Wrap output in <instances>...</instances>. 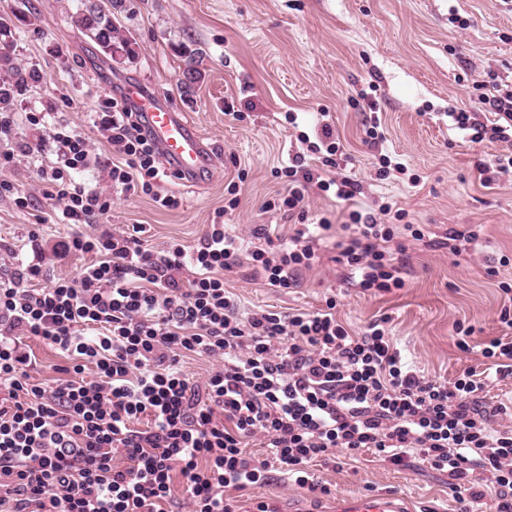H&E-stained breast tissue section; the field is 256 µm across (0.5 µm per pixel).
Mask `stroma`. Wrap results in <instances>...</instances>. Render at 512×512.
Here are the masks:
<instances>
[{
    "instance_id": "obj_1",
    "label": "stroma",
    "mask_w": 512,
    "mask_h": 512,
    "mask_svg": "<svg viewBox=\"0 0 512 512\" xmlns=\"http://www.w3.org/2000/svg\"><path fill=\"white\" fill-rule=\"evenodd\" d=\"M81 3L0 0V16L37 13V26L17 30L14 54L40 75L19 98L11 130L0 138V152L11 145L45 143L21 166L0 167V181L13 182L34 199L27 209L0 199V276L32 260L52 277L78 276L86 259L63 252L72 228L58 223L54 201L43 194L41 173L57 160L50 140L54 128L68 124L91 145L77 180L109 190L107 172L97 161L105 146L93 117L114 87L136 82L162 97L195 127L214 159L196 182H161L162 192L180 198L177 209L160 208L145 195L112 193L110 211L94 218L100 232L143 226L141 238L150 248L172 240L197 245L228 201V183L242 169L248 176L241 203L225 212V224L235 231L268 224L287 234V218L262 206L282 187L275 168L300 150V134L315 135L316 115L326 111L347 149L346 173L360 186L359 209L375 213L382 204H396L405 209L407 223L439 236L456 225L477 227L479 253L454 257L399 231L396 240L408 256L406 286L374 297L348 283L334 260L336 234L331 231L319 245V263L301 273L298 287H268L246 264L226 275L224 285L240 311L316 310L332 296L337 319L354 331L389 316L399 348L427 377L452 381L467 370L490 367L480 349L504 332L499 313L506 297L498 284L512 280V183L494 189L480 184L476 164L498 147L464 142L451 129L447 111L467 105V86L484 79L488 70L512 83V0H126L119 20L136 40V56L121 65L106 60L76 29L72 17ZM452 8L469 19L468 28L449 23ZM184 45L198 50L202 72L188 96L180 88ZM368 91L381 109L384 136L373 148L362 142L365 114L352 105ZM228 103L242 120L225 116ZM32 112L46 113V123L30 125ZM288 112L298 113L296 125L286 123ZM383 152L406 164L418 185L394 176L379 179ZM34 229L39 232L35 239L30 236ZM503 256L508 265L488 275L489 260ZM461 319L474 328L466 351L458 349L453 336ZM22 344L33 359L32 380L52 385L62 357L34 337H23ZM316 473L329 484L330 494L315 498L273 481L235 493V510L255 512L265 501L276 512H327L336 497L358 494L395 495L408 512L456 510L447 475L423 464L396 469L365 452L336 469L317 467Z\"/></svg>"
}]
</instances>
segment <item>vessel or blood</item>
Returning <instances> with one entry per match:
<instances>
[{"label":"vessel or blood","instance_id":"obj_1","mask_svg":"<svg viewBox=\"0 0 512 512\" xmlns=\"http://www.w3.org/2000/svg\"><path fill=\"white\" fill-rule=\"evenodd\" d=\"M124 94L129 103L143 113L147 127L163 158L192 176L206 168L211 157L202 138L179 113L173 112L153 94L140 85H127ZM334 512H402L389 496H343L337 498Z\"/></svg>","mask_w":512,"mask_h":512}]
</instances>
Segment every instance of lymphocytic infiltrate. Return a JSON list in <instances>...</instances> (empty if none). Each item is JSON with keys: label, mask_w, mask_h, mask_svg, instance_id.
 <instances>
[{"label": "lymphocytic infiltrate", "mask_w": 512, "mask_h": 512, "mask_svg": "<svg viewBox=\"0 0 512 512\" xmlns=\"http://www.w3.org/2000/svg\"><path fill=\"white\" fill-rule=\"evenodd\" d=\"M471 108H450L453 128L470 143H502L479 162L481 184L512 178V88L495 71L473 84ZM109 150L111 191L143 194L164 209L179 199L158 186L167 171L141 112L109 97L93 121ZM60 165L43 170L44 195L75 225L66 251L87 257L74 279H46L30 263L0 281V320L46 341L66 363L55 386L30 380L33 361L18 339H0V512H166L182 482L187 512H234L225 492L264 487L271 473L308 493L330 494L316 465L338 453L371 452L407 468L423 462L446 473L459 512H512V425L491 419L486 372L452 382L426 377L396 346L386 319L352 333L324 308L240 314L224 275L249 263L267 286L294 288L319 260L317 243L331 224L309 221L310 190L347 201L358 186L338 173L344 147L330 124L318 140L300 136L289 156L287 186L268 209L297 218L299 228L273 243L267 225L248 235L207 225L195 247L152 250L136 234L83 231L111 208V191L77 182L87 138L57 126ZM317 156L318 164L306 162ZM335 261L362 290L403 288L404 256L392 249L393 224L352 210ZM196 354L219 359L203 384L180 367ZM96 368L86 380V364ZM147 428H138L141 419ZM264 448L263 458L247 451ZM124 457L118 465L116 457Z\"/></svg>", "instance_id": "f902f5d3"}]
</instances>
